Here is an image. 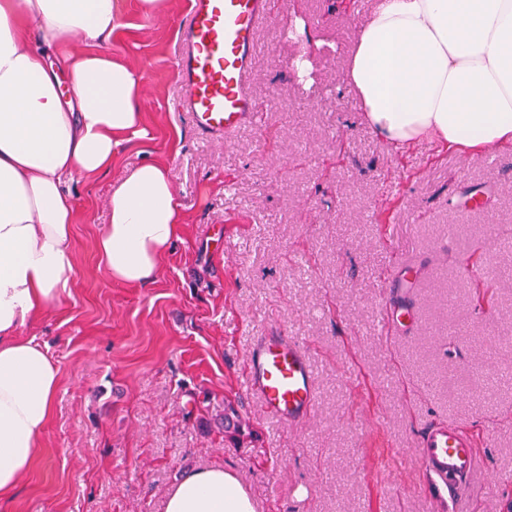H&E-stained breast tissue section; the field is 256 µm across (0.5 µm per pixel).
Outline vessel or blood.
<instances>
[{
  "label": "vessel or blood",
  "mask_w": 512,
  "mask_h": 512,
  "mask_svg": "<svg viewBox=\"0 0 512 512\" xmlns=\"http://www.w3.org/2000/svg\"><path fill=\"white\" fill-rule=\"evenodd\" d=\"M270 0H189L179 29L174 66L183 89L181 111L197 130L228 136L252 125L260 112L250 78L258 62L256 33L269 15ZM413 262L401 269L405 298L389 303L391 328L415 324L406 295L416 284ZM246 389L270 418L298 425L315 402L313 368L304 344L293 336H268L248 352ZM421 466L431 479L461 497L480 470L472 436L447 421L425 427L419 444Z\"/></svg>",
  "instance_id": "b4317fda"
}]
</instances>
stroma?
<instances>
[{"instance_id": "stroma-1", "label": "stroma", "mask_w": 512, "mask_h": 512, "mask_svg": "<svg viewBox=\"0 0 512 512\" xmlns=\"http://www.w3.org/2000/svg\"><path fill=\"white\" fill-rule=\"evenodd\" d=\"M188 0L157 16L119 0L112 54L145 74V137L69 187L75 278L22 336L60 385L41 448L0 512H164L188 471L224 465L256 512H455L424 473L422 429L470 432L482 478L470 512L512 501V148L462 158L394 151L341 81L377 0H272L258 32L256 125L199 133L178 111L177 34ZM152 159L185 215L154 279L112 280L95 241L113 183ZM419 263L418 325L387 332L385 290ZM485 269L464 270L467 257ZM295 336L316 402L297 426L245 391L249 347ZM232 405L240 443L202 432Z\"/></svg>"}]
</instances>
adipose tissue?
Returning <instances> with one entry per match:
<instances>
[{"label":"adipose tissue","instance_id":"ef3b65f1","mask_svg":"<svg viewBox=\"0 0 512 512\" xmlns=\"http://www.w3.org/2000/svg\"><path fill=\"white\" fill-rule=\"evenodd\" d=\"M116 0H0V504L40 448L59 384L21 329L75 277L65 184L107 171L141 121L142 71L113 58ZM394 150L435 140L470 157L512 145V0H381L344 70ZM96 250L112 279L152 280L184 214L166 168H130ZM165 512H255L235 472L186 473Z\"/></svg>","mask_w":512,"mask_h":512}]
</instances>
